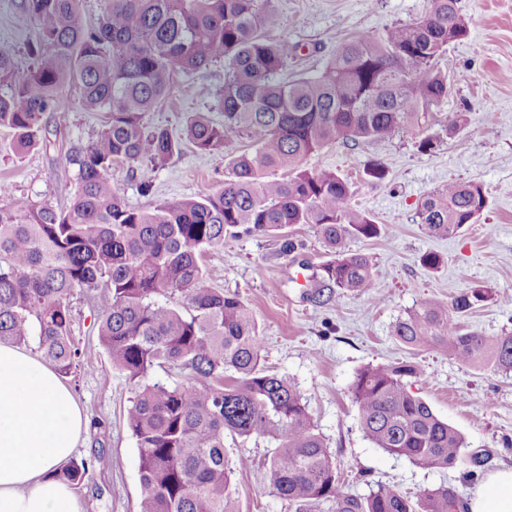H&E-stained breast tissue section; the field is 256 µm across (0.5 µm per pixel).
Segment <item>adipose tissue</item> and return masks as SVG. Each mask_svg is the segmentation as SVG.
<instances>
[{
	"instance_id": "1",
	"label": "adipose tissue",
	"mask_w": 512,
	"mask_h": 512,
	"mask_svg": "<svg viewBox=\"0 0 512 512\" xmlns=\"http://www.w3.org/2000/svg\"><path fill=\"white\" fill-rule=\"evenodd\" d=\"M86 418L71 388L43 359L0 343V512H81L54 470L75 454ZM468 512H512V468L488 473Z\"/></svg>"
}]
</instances>
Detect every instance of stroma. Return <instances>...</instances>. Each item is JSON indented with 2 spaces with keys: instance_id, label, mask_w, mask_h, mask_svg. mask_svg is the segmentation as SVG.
Here are the masks:
<instances>
[{
  "instance_id": "35a3bbf8",
  "label": "stroma",
  "mask_w": 512,
  "mask_h": 512,
  "mask_svg": "<svg viewBox=\"0 0 512 512\" xmlns=\"http://www.w3.org/2000/svg\"><path fill=\"white\" fill-rule=\"evenodd\" d=\"M427 6L428 0H270L275 24L269 33L288 43L289 75L314 74L346 39L379 36L421 16ZM459 9L469 35L448 48L444 66L453 94L444 108L464 112L465 128L441 134L427 152L416 147L421 131L404 130L382 142L325 145L306 163L348 179L351 205L382 224L377 238L350 243L352 250L371 256L377 297L347 293L326 307L304 298L314 270L328 259L308 224L293 227L294 250L284 251L282 240L274 237L244 236L225 241L206 261L210 286L239 294L253 312L264 341V366L296 384L340 466L346 490L355 494L367 491L359 479L364 471L407 493L444 482L465 495L474 488L457 470L420 469L375 448L359 428L349 396L356 372L411 357L422 369L414 391L464 435L469 450L489 451L487 469L512 467V375L466 366L431 350H411L392 334L406 309L475 286L494 288L500 298L474 311L468 326L487 336L512 331V0H459ZM35 34L20 0H0V50L13 55L19 71L33 63L29 46ZM224 74L217 63L178 75L162 106L148 114L149 124L179 135L196 114L219 119ZM60 109L68 117L50 121L45 148L17 153L12 132L0 127V185L7 188L0 205L18 197L58 208L72 201L76 169L67 155L96 136L104 115L85 111L73 91L63 95ZM370 160L388 169L380 185L362 179ZM224 173L223 153H200L186 143L165 166L143 174L115 163L112 184L130 207L150 209L216 192L224 186ZM144 178L151 183L147 194L140 191ZM451 180L482 183L488 206L457 236L427 237L416 222L418 207L430 190ZM428 251L441 256L437 268L422 265ZM73 306L72 331L81 358L66 383L86 417L75 456L89 463L74 494L82 512H137L139 457L125 420L134 390L99 341L92 299L75 295ZM225 446L230 459L247 460L231 478L238 512H295L271 488L272 448L265 439H229Z\"/></svg>"
}]
</instances>
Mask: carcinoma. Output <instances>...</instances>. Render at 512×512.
<instances>
[{
	"mask_svg": "<svg viewBox=\"0 0 512 512\" xmlns=\"http://www.w3.org/2000/svg\"><path fill=\"white\" fill-rule=\"evenodd\" d=\"M267 0H108L94 27L78 19L79 0H21L36 26L33 66L19 72L0 51V127L24 153L44 143L47 116L75 88L88 112L106 113L88 145L71 150L77 190L57 210L14 199L0 206V342L34 340L43 360L67 378L80 351L72 336L76 290L96 293L98 336L112 365L134 387L126 424L139 455L138 512H236L234 472L225 436L263 437L276 494L312 512H467L455 486L409 495L395 485L344 491L336 461L303 395L262 364L257 321L240 295L207 285V257L243 235L282 236L310 224L332 259L312 275L308 300L329 306L343 294L371 295L369 255L350 249L381 225L352 209L349 182L305 160L327 143L382 141L433 121L454 133L462 113L436 112L451 84L440 67L448 46L468 36L458 0H429L419 18L377 38L338 46L322 71L288 77L285 45L261 33L273 23ZM224 63L218 94L222 119L199 114L187 141L200 153L224 152L227 178L212 194L129 207L112 187V164L164 166L182 139L147 125L174 76ZM246 140L252 152L236 150ZM364 179L383 183L385 165L369 161ZM488 205L483 184L448 181L427 193L417 221L430 237H450L477 223ZM481 286L428 299L397 319L393 336L413 350H433L463 365L512 372V333L485 336L466 325L496 301ZM188 372L175 385L149 380L156 366ZM417 362L360 369L350 387L360 429L375 447L426 470H462L474 480L483 459L465 438L412 391ZM88 462L73 459L54 473L79 485Z\"/></svg>",
	"mask_w": 512,
	"mask_h": 512,
	"instance_id": "carcinoma-1",
	"label": "carcinoma"
}]
</instances>
